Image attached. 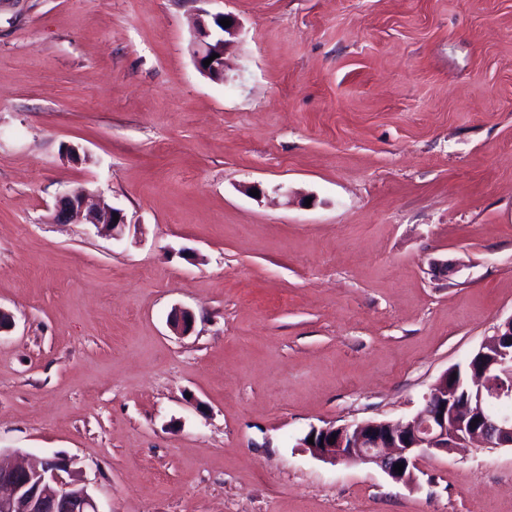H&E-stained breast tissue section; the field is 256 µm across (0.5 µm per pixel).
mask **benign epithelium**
Here are the masks:
<instances>
[{
	"label": "benign epithelium",
	"mask_w": 512,
	"mask_h": 512,
	"mask_svg": "<svg viewBox=\"0 0 512 512\" xmlns=\"http://www.w3.org/2000/svg\"><path fill=\"white\" fill-rule=\"evenodd\" d=\"M223 14L213 16L214 25L198 19L192 39V54L199 70L207 75L224 71V53L237 24L224 27ZM218 54L209 66L203 61ZM118 221H113L114 216ZM54 222L69 224L85 220L100 232L117 239L128 224L122 209L101 201L88 204L85 189L59 197ZM194 314L174 307L167 323L173 333H189ZM452 371L458 381L448 384L443 373L423 397L418 411L405 421H350L340 425L313 427L300 447L314 457L336 462L373 465L393 481L411 486L416 482L418 461L429 454L448 453L455 448L478 445L512 449V414L492 407L494 402H512V318L498 326L493 336ZM313 438L314 444L308 443ZM404 465L403 472L394 467ZM68 463L45 459L34 464H0V512H100L87 484L79 477L66 480Z\"/></svg>",
	"instance_id": "7a95c632"
}]
</instances>
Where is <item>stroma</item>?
Instances as JSON below:
<instances>
[{"label": "stroma", "mask_w": 512, "mask_h": 512, "mask_svg": "<svg viewBox=\"0 0 512 512\" xmlns=\"http://www.w3.org/2000/svg\"><path fill=\"white\" fill-rule=\"evenodd\" d=\"M76 188L121 239L53 222ZM0 308V459L100 512H512L508 448L409 487L299 446L512 318V0H0ZM228 18L224 14H216L213 16V22L217 29H213L202 18L198 19L192 39V54L197 67L201 72L211 76L214 73L221 74L224 72V53L226 46L230 40L226 37H234L237 33L238 26L234 20L232 25L223 27L220 20ZM212 53L219 54L208 67H205L203 61L210 58ZM194 322V314L190 310L181 307L172 308L167 318L168 326L176 335L189 333L194 326Z\"/></svg>", "instance_id": "35a3bbf8"}]
</instances>
